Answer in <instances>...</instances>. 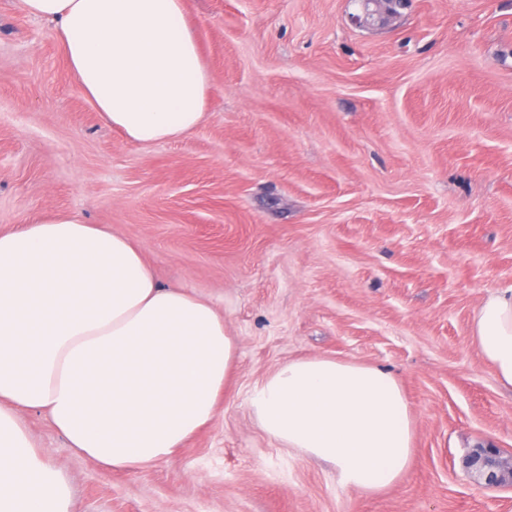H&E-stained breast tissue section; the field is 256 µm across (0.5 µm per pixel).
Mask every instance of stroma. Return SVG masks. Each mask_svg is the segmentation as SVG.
<instances>
[{
	"label": "stroma",
	"instance_id": "1",
	"mask_svg": "<svg viewBox=\"0 0 512 512\" xmlns=\"http://www.w3.org/2000/svg\"><path fill=\"white\" fill-rule=\"evenodd\" d=\"M209 72L201 126L141 146L106 126L51 23L0 0V231L73 214L238 338L212 421L140 471L32 436L74 512H512L465 468L512 457V392L472 339L512 284V0H184ZM330 357L390 371L414 421L400 481L342 486L259 427L254 387Z\"/></svg>",
	"mask_w": 512,
	"mask_h": 512
}]
</instances>
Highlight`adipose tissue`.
Instances as JSON below:
<instances>
[{"label": "adipose tissue", "mask_w": 512, "mask_h": 512, "mask_svg": "<svg viewBox=\"0 0 512 512\" xmlns=\"http://www.w3.org/2000/svg\"><path fill=\"white\" fill-rule=\"evenodd\" d=\"M21 2L54 23L85 95L129 141H169L203 120L209 75L184 0ZM472 335L512 390V285L481 302ZM237 348L210 302L161 285L141 247L106 226L64 214L0 233V512H72L24 412L44 413L77 454L143 470L213 419ZM251 406L269 437L361 493L385 491L410 463L411 410L381 368L292 360Z\"/></svg>", "instance_id": "obj_1"}]
</instances>
